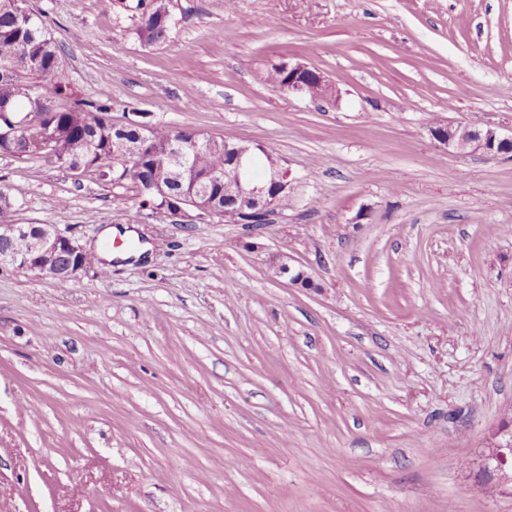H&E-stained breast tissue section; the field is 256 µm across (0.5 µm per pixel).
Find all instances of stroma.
Returning a JSON list of instances; mask_svg holds the SVG:
<instances>
[{
  "label": "stroma",
  "mask_w": 512,
  "mask_h": 512,
  "mask_svg": "<svg viewBox=\"0 0 512 512\" xmlns=\"http://www.w3.org/2000/svg\"><path fill=\"white\" fill-rule=\"evenodd\" d=\"M134 2L26 6L113 122L260 144L293 204L187 223L0 155L13 223L147 248L65 282L0 267V512H512L478 460L512 412V153L431 135L512 134V0H173L152 46ZM288 61L339 100L270 84ZM431 135L438 143L456 152L480 151L494 155L512 153V135L503 137L491 128L478 130L442 123L432 128ZM266 265L272 274L276 277L287 276L289 283L295 287H303L304 281H311L309 275L304 269H292L288 260L281 254H270L265 259Z\"/></svg>",
  "instance_id": "obj_1"
}]
</instances>
